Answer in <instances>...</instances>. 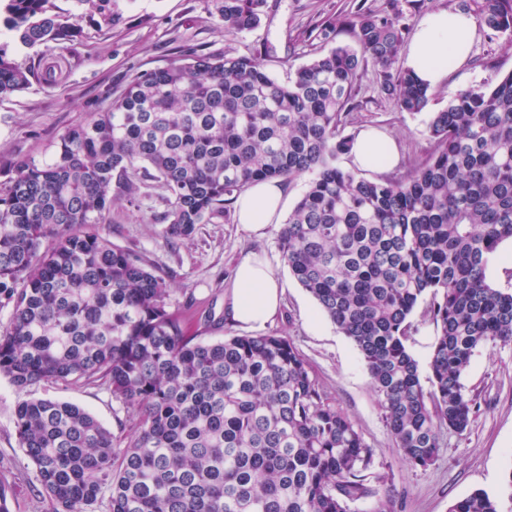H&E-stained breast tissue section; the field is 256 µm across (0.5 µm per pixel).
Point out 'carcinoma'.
Wrapping results in <instances>:
<instances>
[{"mask_svg":"<svg viewBox=\"0 0 512 512\" xmlns=\"http://www.w3.org/2000/svg\"><path fill=\"white\" fill-rule=\"evenodd\" d=\"M50 0H7L22 44L60 47L75 24ZM228 34L261 22L264 0H211ZM488 28L512 37V0H476ZM403 16L359 10L322 25L358 49L318 54L281 81L257 55L201 54L142 73L109 108L63 134L49 157L0 181V376L105 389L135 412L122 442L83 408L51 399L15 409L19 447L54 512H351L369 495L371 449L330 401L290 339L188 333L165 277L100 230L111 189L139 203L160 191L170 243L224 218L260 180L307 188L278 232L292 277L355 345L403 458L426 467L440 433L474 412L462 377L475 351L512 342V290L487 281L512 240V72L432 113L434 151L402 176L370 180L337 163L354 86L373 67L380 91L410 113L430 88L394 67ZM35 72L0 53V97ZM437 327L427 382L407 341L412 314ZM448 512H502L476 491Z\"/></svg>","mask_w":512,"mask_h":512,"instance_id":"carcinoma-1","label":"carcinoma"}]
</instances>
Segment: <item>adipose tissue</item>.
I'll list each match as a JSON object with an SVG mask.
<instances>
[{
    "instance_id": "ef3b65f1",
    "label": "adipose tissue",
    "mask_w": 512,
    "mask_h": 512,
    "mask_svg": "<svg viewBox=\"0 0 512 512\" xmlns=\"http://www.w3.org/2000/svg\"><path fill=\"white\" fill-rule=\"evenodd\" d=\"M476 30L471 14L448 9L427 13L410 42L407 68L428 86L441 84L467 62ZM350 158L360 170L381 173L397 164L399 153L392 136L367 129L357 135ZM285 196V184L276 179L251 185L235 203L238 223L249 232L264 233L279 223ZM283 293V285L265 260L245 256L235 270L228 314L240 325L263 327L278 311Z\"/></svg>"
}]
</instances>
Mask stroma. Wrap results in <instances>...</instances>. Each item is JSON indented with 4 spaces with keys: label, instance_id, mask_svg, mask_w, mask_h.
<instances>
[{
    "label": "stroma",
    "instance_id": "stroma-1",
    "mask_svg": "<svg viewBox=\"0 0 512 512\" xmlns=\"http://www.w3.org/2000/svg\"><path fill=\"white\" fill-rule=\"evenodd\" d=\"M463 0H266L261 24L253 31L228 34L210 17L211 0H112V18L80 12L76 0H51L55 13L77 19L78 33L67 47L22 45L0 25V52L35 67L38 76L24 91L0 98V180L23 156L43 158L72 126L109 107L123 86L144 71L186 58L192 53L251 55L264 44L276 49L267 65L277 77L297 69L330 44L353 45L350 32L325 43L317 31L336 15L356 8L380 14L402 13L416 28L426 13L458 9ZM53 75L44 83L42 72ZM512 71V43L506 35L479 26L469 61L432 90L425 111H401L378 91L374 72L355 85L354 108L344 132L358 134L373 127L395 138L400 162L395 174L407 173L433 150L426 133L431 113L444 109L450 96L477 86H490ZM165 209L160 198L139 208L113 193L103 232L112 243L141 253L167 277L189 326L202 340L218 341L250 335V328L230 323L225 303L234 269L245 255L264 258L285 286V299L262 334L289 338L312 374L353 421L373 452L371 495L353 504L352 512H372L379 498L390 497L396 512H448L449 506L480 490L512 505V344L479 348L464 373L474 415L463 433L441 437L437 459L428 467H412L402 459L383 418L367 367L354 344L320 312L314 298L283 263L276 228L263 236L241 227L235 212L212 224L198 225L192 240L175 244L161 235L156 217ZM52 399L77 404L96 416L114 436H129L135 415L96 387L43 381L26 390L0 376V485L8 489L10 512H53L50 498L35 487L34 469L18 444L15 409L26 399Z\"/></svg>",
    "mask_w": 512,
    "mask_h": 512
}]
</instances>
